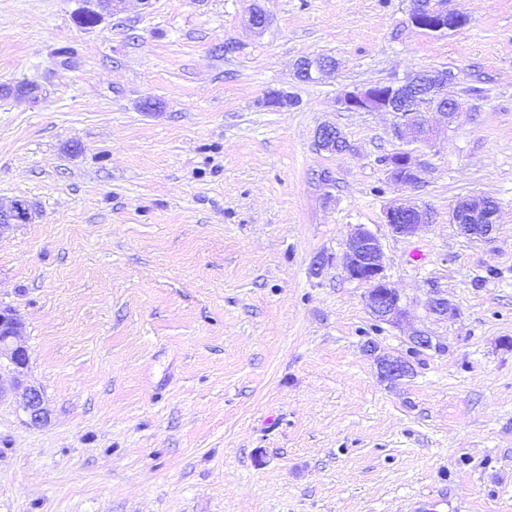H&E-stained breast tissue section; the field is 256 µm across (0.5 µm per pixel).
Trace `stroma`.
<instances>
[{"label":"stroma","instance_id":"35a3bbf8","mask_svg":"<svg viewBox=\"0 0 512 512\" xmlns=\"http://www.w3.org/2000/svg\"><path fill=\"white\" fill-rule=\"evenodd\" d=\"M250 4L127 0L85 27L82 0H0V84L39 88L0 99V204L38 212L0 236V304L50 411L0 402V512H512V0H448L469 23L437 35L411 0H266L259 33ZM318 55L338 71L298 81ZM434 68L462 110L401 188L392 115L337 100ZM325 122L349 152L316 148ZM466 195L498 202L491 241L451 223ZM400 197L431 215L406 237ZM358 224L400 323L343 272ZM417 333L410 377L382 380L365 342ZM387 179L398 186L415 188L423 182V169L417 166L411 152L398 151L384 160Z\"/></svg>","mask_w":512,"mask_h":512}]
</instances>
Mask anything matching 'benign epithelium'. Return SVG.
I'll list each match as a JSON object with an SVG mask.
<instances>
[{"label": "benign epithelium", "instance_id": "obj_1", "mask_svg": "<svg viewBox=\"0 0 512 512\" xmlns=\"http://www.w3.org/2000/svg\"><path fill=\"white\" fill-rule=\"evenodd\" d=\"M82 2L77 19L83 21L90 16L96 25L104 16L121 12L126 0ZM247 22L252 29L262 32L270 22V15L264 6L253 2L248 9ZM410 22L420 30L436 34L465 27L468 17L464 12L448 7V0H412ZM336 68L333 58L303 57L296 65V77L302 82H312L335 72ZM447 84V71H422L401 81L347 90L338 103L350 112H391L396 117L392 127L396 139L427 146L436 135L427 115L438 113L449 125L461 112L459 102L445 93ZM314 140L320 150L331 154L338 146L347 144L343 133L333 123L319 125ZM384 165L387 179L395 185L415 188L423 182V169L414 163L409 151L391 154L384 160ZM34 215L33 206L20 199L6 209L0 206V236L20 222L32 221ZM384 218L392 233L407 236L428 223L429 216L427 211L410 201H396L386 208ZM498 218V209L484 197L464 196L452 212V221L461 234L484 241L492 238ZM343 269L348 279L368 286L366 304L375 321L395 324L403 317L400 295L384 273L380 239L364 224L356 225L347 236ZM23 328L24 323L16 309L0 306V370L8 369L15 385L23 387L21 408L29 424L40 427L48 421L49 411L41 390L24 384L29 358L25 347L18 343ZM376 364L379 376L390 382L401 381L413 373L411 362L403 356H381L376 358Z\"/></svg>", "mask_w": 512, "mask_h": 512}]
</instances>
